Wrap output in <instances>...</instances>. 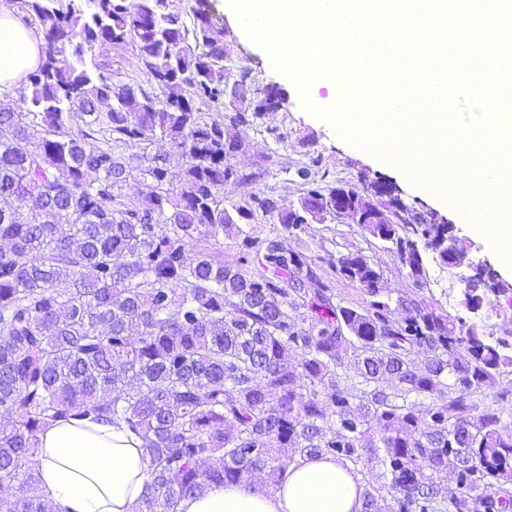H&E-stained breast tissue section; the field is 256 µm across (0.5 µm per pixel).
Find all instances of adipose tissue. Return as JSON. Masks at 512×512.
Here are the masks:
<instances>
[{"instance_id":"adipose-tissue-1","label":"adipose tissue","mask_w":512,"mask_h":512,"mask_svg":"<svg viewBox=\"0 0 512 512\" xmlns=\"http://www.w3.org/2000/svg\"><path fill=\"white\" fill-rule=\"evenodd\" d=\"M43 39L0 10V89L19 85L41 63ZM39 495L53 512H134L148 479L141 440L125 425L93 418L59 420L38 435ZM359 485L336 459L302 460L266 493L214 484L183 499L178 512H361Z\"/></svg>"}]
</instances>
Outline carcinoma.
<instances>
[{
    "instance_id": "1",
    "label": "carcinoma",
    "mask_w": 512,
    "mask_h": 512,
    "mask_svg": "<svg viewBox=\"0 0 512 512\" xmlns=\"http://www.w3.org/2000/svg\"><path fill=\"white\" fill-rule=\"evenodd\" d=\"M0 4L43 34L41 64L0 111V489L19 482L0 512H51L32 465L38 433L90 415L143 441L138 512H178L183 498L256 472L267 480L250 487L273 489L295 462L285 448L353 474L381 469L387 482H366L361 512H512V329L486 331L487 291L462 288L446 315L400 297L397 320L359 251L336 267L369 297L358 308L333 304L313 256L277 239L259 271L224 264V184L240 181L227 153L242 144L196 104L241 90L263 95L261 108L270 95L244 75L229 85L208 16L188 22L166 0ZM130 42L149 91L96 62ZM158 138L170 152L128 165L125 151ZM298 175L302 207L336 206L310 169ZM132 182L150 207L114 193ZM451 230L395 208L368 228L421 292L430 260L466 276V252L432 249ZM318 308L328 316L305 313ZM347 363L351 383L338 373ZM448 470L452 486L436 480Z\"/></svg>"
}]
</instances>
